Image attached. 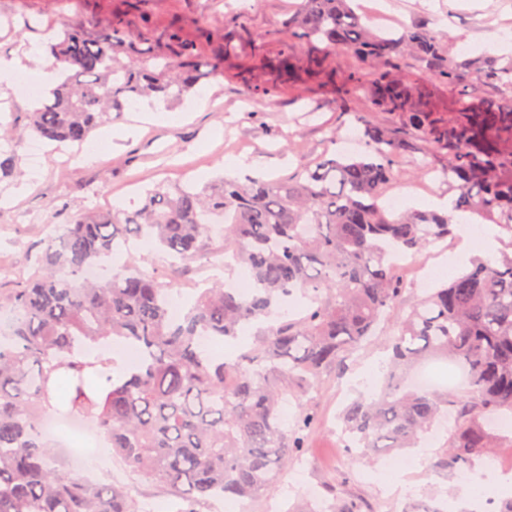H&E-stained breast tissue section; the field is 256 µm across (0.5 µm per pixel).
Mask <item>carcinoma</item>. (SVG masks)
I'll return each instance as SVG.
<instances>
[{
  "instance_id": "carcinoma-1",
  "label": "carcinoma",
  "mask_w": 512,
  "mask_h": 512,
  "mask_svg": "<svg viewBox=\"0 0 512 512\" xmlns=\"http://www.w3.org/2000/svg\"><path fill=\"white\" fill-rule=\"evenodd\" d=\"M350 48L376 71L365 88L357 68L309 56L304 73L336 79V100L363 102L354 113L367 152L304 167L286 183L219 178L200 190L178 184L144 191L139 207L82 214L40 242L38 268L7 294L0 309L13 315L0 339V512H136L120 483L92 484L55 466L41 421L69 383L66 406L93 422L127 469L162 484L185 508L201 512L212 494L253 499L271 491L307 448L317 422L313 394L340 374L357 351L382 342L390 351L378 394L360 396L342 412L352 456L415 446L453 411L439 475L472 469L512 436L488 418L512 417V58L484 56L464 64L447 56L443 34L424 26L400 33L369 31L350 0H301L288 18L281 64L265 76L271 88L293 78L294 41ZM124 21L113 17L97 34L65 24L49 37L60 81L43 95L26 123L0 122V180L14 171L24 135L51 144H82L112 121V110L140 97L184 99L204 78L194 43L169 32L149 66L123 58ZM412 60L450 85L470 75L495 97H459L441 117L410 107L412 87L392 70ZM398 115V125L378 118ZM441 166L457 191L453 210L497 225L506 238L498 256L477 257L399 315L405 288L393 255L416 259L431 244L456 235L452 218L415 211L389 216L379 205L404 156ZM142 240L184 263L216 254L243 267L253 283L243 298L216 282L172 320L173 289L133 263L107 277H87L121 243ZM298 294L305 307L288 311ZM392 333L381 336V323ZM257 326L255 348L216 360L200 337L217 341ZM120 340L135 352V371L113 378L98 370L102 356L76 358L75 346ZM454 357L467 373L462 392L417 391L403 376L431 355ZM288 396L298 413L287 425L279 410ZM329 512H368L359 499L337 495Z\"/></svg>"
}]
</instances>
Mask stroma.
<instances>
[{"label": "stroma", "mask_w": 512, "mask_h": 512, "mask_svg": "<svg viewBox=\"0 0 512 512\" xmlns=\"http://www.w3.org/2000/svg\"><path fill=\"white\" fill-rule=\"evenodd\" d=\"M299 0H0V57L32 53L44 43L48 27L60 22L103 23L123 15L138 52L152 51L164 33L181 28L195 42L207 73L183 101L165 105L143 98L119 118L94 131L91 143L101 152L86 151L71 161L49 160L23 152L20 179L0 182V290L16 287L33 270L34 257L49 227H63L77 215L94 210L135 209L145 188L179 182L202 188L221 175L228 161H243L239 180H285L324 151L328 130L355 126L353 113L340 109L321 80L301 77L271 93L255 91L265 64L280 54L283 26ZM384 12L365 26L377 32L400 31L417 21L446 33L445 49L462 62L487 53L512 54V0H380ZM232 36L237 51L224 53V38ZM395 78L419 87L415 107L450 111L458 96L419 65L400 66ZM418 191L407 202L410 210H433L448 200V184L431 180L424 169L396 175ZM143 270L159 281L184 287L208 280L207 266L192 263L189 272L170 271L151 246L138 251ZM378 348L360 352L348 370L325 387L316 399L320 412L317 432L307 453L283 472L278 484L248 504L249 512H297L307 503L328 501L330 484L367 500L374 512H399L402 497L388 493L385 477L371 459L348 466L334 440L341 432L339 414L359 392L374 383L358 384L352 377L369 362L385 361ZM447 425L425 434L420 447L427 453L414 471L411 497L460 512L469 495L459 477L436 476L433 464L444 451Z\"/></svg>", "instance_id": "stroma-1"}]
</instances>
